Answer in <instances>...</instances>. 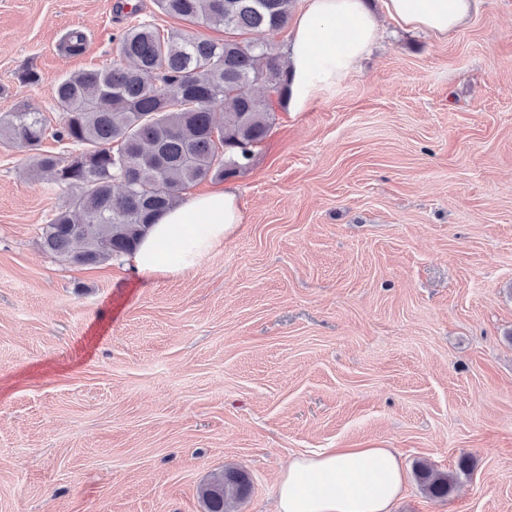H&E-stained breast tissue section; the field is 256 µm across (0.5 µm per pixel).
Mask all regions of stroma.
I'll use <instances>...</instances> for the list:
<instances>
[{
    "label": "stroma",
    "mask_w": 512,
    "mask_h": 512,
    "mask_svg": "<svg viewBox=\"0 0 512 512\" xmlns=\"http://www.w3.org/2000/svg\"><path fill=\"white\" fill-rule=\"evenodd\" d=\"M114 2L0 0V117L58 128L56 81L118 59ZM379 27L305 111L267 91L243 222L177 279L46 252L71 192L0 145V512H205L226 469L235 512H274L328 448L397 449L394 512H512V0L443 39ZM418 479L423 490L431 497H447L451 490L454 476L448 473L434 472L428 466H420ZM250 486L249 477L238 470L226 469L199 488V496L207 512H234L233 501L244 496Z\"/></svg>",
    "instance_id": "stroma-1"
}]
</instances>
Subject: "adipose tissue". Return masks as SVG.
Masks as SVG:
<instances>
[{"label":"adipose tissue","instance_id":"ef3b65f1","mask_svg":"<svg viewBox=\"0 0 512 512\" xmlns=\"http://www.w3.org/2000/svg\"><path fill=\"white\" fill-rule=\"evenodd\" d=\"M479 0H383L386 16L437 37L464 26ZM378 18L364 0H305L287 45L289 111H305L317 91L354 70L374 43ZM243 221L232 188L189 197L157 217L126 263L148 280L177 278L223 245ZM406 474L392 448H332L293 458L277 491V512H392Z\"/></svg>","mask_w":512,"mask_h":512}]
</instances>
